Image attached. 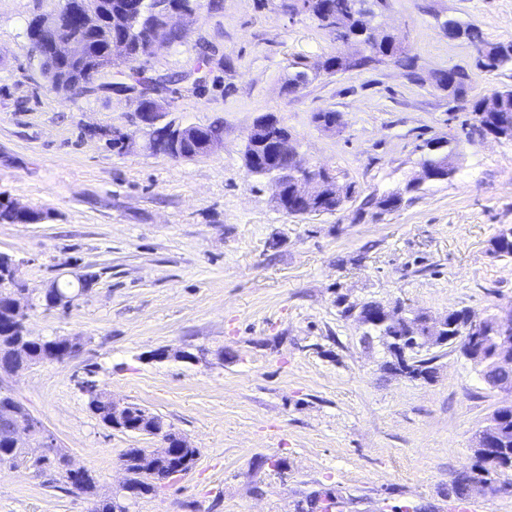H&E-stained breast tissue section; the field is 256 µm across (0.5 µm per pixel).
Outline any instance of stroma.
<instances>
[{"label": "stroma", "instance_id": "1", "mask_svg": "<svg viewBox=\"0 0 512 512\" xmlns=\"http://www.w3.org/2000/svg\"><path fill=\"white\" fill-rule=\"evenodd\" d=\"M49 0H0V198L46 212L0 224V253L20 260L31 296L94 282L68 309L31 312L27 329L80 336L72 358L0 378L63 448L92 471L96 496L24 468L0 469V512H92L127 478L129 448L159 440L104 425L85 382L115 405L162 416L199 451L193 468L129 512H452L453 482L475 462L473 435L512 397L490 389L459 351L434 349L436 374L391 370L344 304L402 303L484 318L512 308V259L492 241L512 225V141L482 134L472 106L512 88L488 76L447 19L512 40V0H384L380 31L402 47L361 68L286 81L336 50L280 0H198L186 37L95 80L50 88L28 38ZM469 79L460 93L442 71ZM152 77L170 119L221 124L208 154L176 160L138 132L129 92ZM337 115L324 130L317 113ZM277 117L307 167L359 195L404 189L421 144L449 141L456 173L425 184L383 217L341 210L291 215L270 179L245 166L247 134ZM132 135L112 147L113 130ZM184 350L194 364L176 358Z\"/></svg>", "mask_w": 512, "mask_h": 512}]
</instances>
